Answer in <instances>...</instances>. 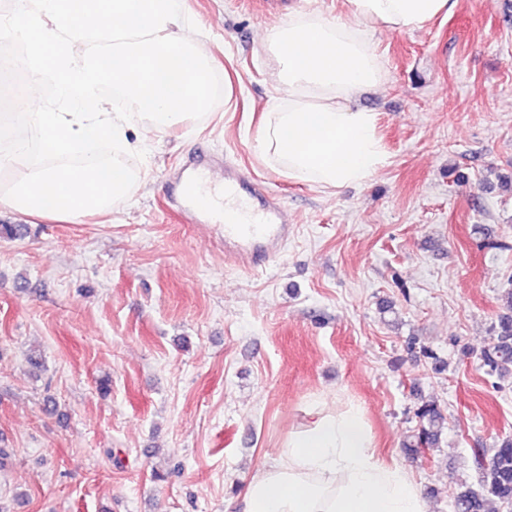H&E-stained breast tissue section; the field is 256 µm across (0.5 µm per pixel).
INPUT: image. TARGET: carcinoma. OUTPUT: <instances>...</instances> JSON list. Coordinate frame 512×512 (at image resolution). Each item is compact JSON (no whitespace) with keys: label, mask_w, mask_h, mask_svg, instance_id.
Returning a JSON list of instances; mask_svg holds the SVG:
<instances>
[{"label":"carcinoma","mask_w":512,"mask_h":512,"mask_svg":"<svg viewBox=\"0 0 512 512\" xmlns=\"http://www.w3.org/2000/svg\"><path fill=\"white\" fill-rule=\"evenodd\" d=\"M480 362L491 374L512 376V317L500 320L496 334L484 347ZM420 426L410 448H431L438 444L441 429L446 420L440 406L434 401L423 403L418 410ZM472 464L478 472V486L466 482L458 485L453 494V512H488V506L496 503L512 509V438L503 439L491 454L486 456L476 449Z\"/></svg>","instance_id":"obj_1"}]
</instances>
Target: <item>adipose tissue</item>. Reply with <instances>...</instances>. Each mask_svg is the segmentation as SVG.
Returning <instances> with one entry per match:
<instances>
[{
    "mask_svg": "<svg viewBox=\"0 0 512 512\" xmlns=\"http://www.w3.org/2000/svg\"><path fill=\"white\" fill-rule=\"evenodd\" d=\"M346 17L306 8L264 32L280 97L254 150L289 177L336 190L359 186L388 163L375 113L354 107L384 71L369 37L376 26L413 32L457 0H344ZM242 512H427L406 471L377 452L357 407L313 405L269 466L257 469Z\"/></svg>",
    "mask_w": 512,
    "mask_h": 512,
    "instance_id": "ef3b65f1",
    "label": "adipose tissue"
}]
</instances>
